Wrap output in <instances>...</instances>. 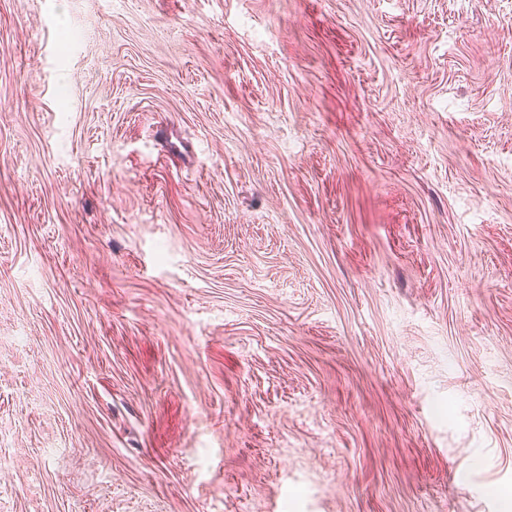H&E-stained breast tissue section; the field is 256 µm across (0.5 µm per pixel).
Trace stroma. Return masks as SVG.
<instances>
[{"label": "stroma", "instance_id": "obj_1", "mask_svg": "<svg viewBox=\"0 0 512 512\" xmlns=\"http://www.w3.org/2000/svg\"><path fill=\"white\" fill-rule=\"evenodd\" d=\"M0 512H512V0H0Z\"/></svg>", "mask_w": 512, "mask_h": 512}]
</instances>
